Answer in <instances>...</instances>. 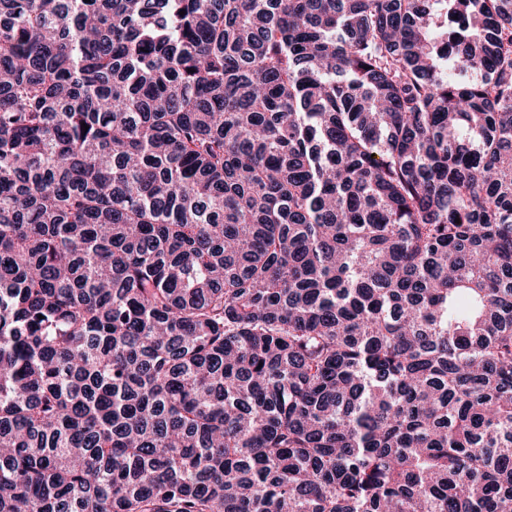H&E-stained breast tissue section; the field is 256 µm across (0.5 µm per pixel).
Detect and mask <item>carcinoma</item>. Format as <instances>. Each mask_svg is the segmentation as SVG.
I'll list each match as a JSON object with an SVG mask.
<instances>
[{"label": "carcinoma", "mask_w": 512, "mask_h": 512, "mask_svg": "<svg viewBox=\"0 0 512 512\" xmlns=\"http://www.w3.org/2000/svg\"><path fill=\"white\" fill-rule=\"evenodd\" d=\"M0 512H512V0H0Z\"/></svg>", "instance_id": "cac0c4a2"}]
</instances>
